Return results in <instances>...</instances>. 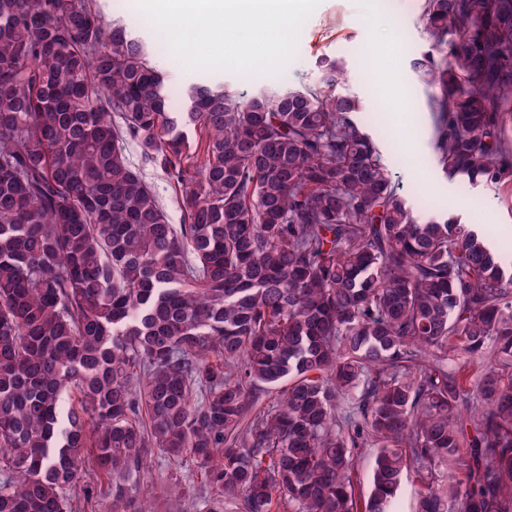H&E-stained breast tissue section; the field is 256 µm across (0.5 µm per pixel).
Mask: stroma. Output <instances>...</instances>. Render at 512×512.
I'll use <instances>...</instances> for the list:
<instances>
[{
    "instance_id": "35a3bbf8",
    "label": "stroma",
    "mask_w": 512,
    "mask_h": 512,
    "mask_svg": "<svg viewBox=\"0 0 512 512\" xmlns=\"http://www.w3.org/2000/svg\"><path fill=\"white\" fill-rule=\"evenodd\" d=\"M106 21H119L154 49L168 89L212 82L240 96L273 86L301 89L321 84L322 57L338 59L343 72L336 93L358 98L365 115L375 117V133L392 171L397 191L418 220L454 213L462 222L485 225L499 250L512 246V189L469 187L449 179L433 157L430 88L413 69L414 59L429 48L419 19V0H321L302 24L293 59L272 74H238L228 70L187 68L135 0H100ZM178 474L190 492L203 484L191 463L153 459L144 481L156 512H169V477Z\"/></svg>"
}]
</instances>
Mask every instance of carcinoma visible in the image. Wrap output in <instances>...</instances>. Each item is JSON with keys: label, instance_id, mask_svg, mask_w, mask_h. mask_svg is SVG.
<instances>
[{"label": "carcinoma", "instance_id": "carcinoma-1", "mask_svg": "<svg viewBox=\"0 0 512 512\" xmlns=\"http://www.w3.org/2000/svg\"><path fill=\"white\" fill-rule=\"evenodd\" d=\"M419 8L439 166L511 189L512 0ZM184 98L98 0H0V512H155V457L203 512H392L410 469L416 512H512L500 254L413 218L354 97ZM146 180L156 191L159 196L172 224L181 223V212L179 210L177 200L180 196L179 190L176 192L166 182L164 177L155 169H147L145 171ZM375 448H360L356 454V469L359 476L357 489L367 495L370 487ZM176 472L191 493L198 492L203 485V476L191 463L154 458L144 481V490H149L156 512H173L169 511L166 503L169 499V476Z\"/></svg>", "mask_w": 512, "mask_h": 512}]
</instances>
